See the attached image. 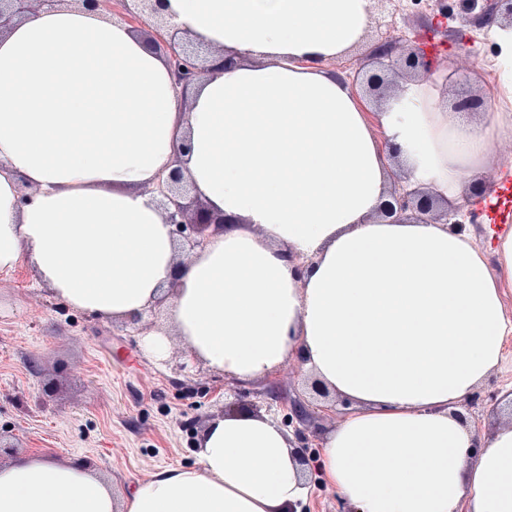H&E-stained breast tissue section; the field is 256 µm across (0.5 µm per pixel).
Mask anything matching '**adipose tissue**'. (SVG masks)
<instances>
[{
    "mask_svg": "<svg viewBox=\"0 0 512 512\" xmlns=\"http://www.w3.org/2000/svg\"><path fill=\"white\" fill-rule=\"evenodd\" d=\"M159 14L212 52L188 96L129 24L79 0L0 34V274L29 266L108 319L167 297L189 354L241 381L301 358L353 404L320 467L360 512H512V423L481 439L460 408L512 335V231L488 229L487 253L447 224L375 216L395 171L461 203L512 114L451 109L426 78L376 102L329 72L366 43L374 0ZM178 150L191 195L228 220L188 259L145 192ZM196 456L124 495L82 456H25L0 465V512H288L310 492L265 415L215 416Z\"/></svg>",
    "mask_w": 512,
    "mask_h": 512,
    "instance_id": "adipose-tissue-1",
    "label": "adipose tissue"
}]
</instances>
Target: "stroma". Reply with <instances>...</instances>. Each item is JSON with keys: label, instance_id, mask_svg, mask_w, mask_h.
I'll use <instances>...</instances> for the list:
<instances>
[{"label": "stroma", "instance_id": "1", "mask_svg": "<svg viewBox=\"0 0 512 512\" xmlns=\"http://www.w3.org/2000/svg\"><path fill=\"white\" fill-rule=\"evenodd\" d=\"M447 4L448 18L426 49L447 80L448 96L482 95L497 85L489 65L499 48L465 0ZM385 18L401 50L406 38L429 28L431 5L391 0ZM462 34L472 41L471 53L455 47ZM472 212L465 231L481 250L489 248L486 222L502 232L512 229V201L497 211L480 203ZM167 326L161 306L135 322L104 319L61 306L29 267L0 275V465L35 453L61 459L79 454L123 494L163 468L194 467L196 443L208 422L223 413L225 400L236 398L244 409L272 416L288 434L307 437L303 454L312 492L297 512H353V504L319 470L322 438L343 420L346 400L336 398L320 411L309 373L294 356L251 381L225 376L191 357L176 336L166 355L155 357L144 338ZM511 388L512 337L479 399L462 406L477 435L490 437L503 423L502 394ZM296 402L309 410L306 422L289 421Z\"/></svg>", "mask_w": 512, "mask_h": 512}]
</instances>
